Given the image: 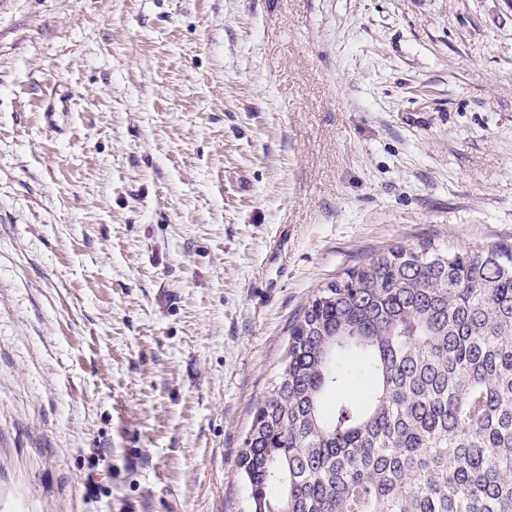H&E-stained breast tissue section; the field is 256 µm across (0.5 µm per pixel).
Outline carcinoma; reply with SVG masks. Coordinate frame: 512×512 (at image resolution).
I'll use <instances>...</instances> for the list:
<instances>
[{
    "label": "carcinoma",
    "instance_id": "1",
    "mask_svg": "<svg viewBox=\"0 0 512 512\" xmlns=\"http://www.w3.org/2000/svg\"><path fill=\"white\" fill-rule=\"evenodd\" d=\"M244 445L250 512H512V246L426 240L319 289Z\"/></svg>",
    "mask_w": 512,
    "mask_h": 512
}]
</instances>
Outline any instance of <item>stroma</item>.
Instances as JSON below:
<instances>
[{
  "mask_svg": "<svg viewBox=\"0 0 512 512\" xmlns=\"http://www.w3.org/2000/svg\"><path fill=\"white\" fill-rule=\"evenodd\" d=\"M425 240L512 244V0H0V512H245L292 322Z\"/></svg>",
  "mask_w": 512,
  "mask_h": 512,
  "instance_id": "stroma-1",
  "label": "stroma"
}]
</instances>
